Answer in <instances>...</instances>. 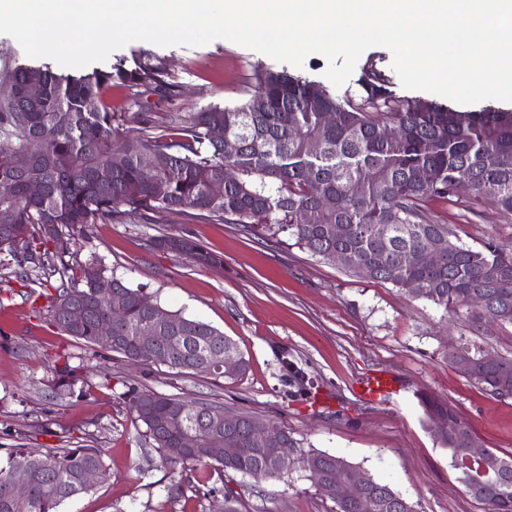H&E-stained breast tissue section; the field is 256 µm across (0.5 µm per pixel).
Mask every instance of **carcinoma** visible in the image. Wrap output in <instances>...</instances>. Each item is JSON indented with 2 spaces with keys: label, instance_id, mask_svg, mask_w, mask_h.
I'll return each mask as SVG.
<instances>
[{
  "label": "carcinoma",
  "instance_id": "obj_1",
  "mask_svg": "<svg viewBox=\"0 0 512 512\" xmlns=\"http://www.w3.org/2000/svg\"><path fill=\"white\" fill-rule=\"evenodd\" d=\"M44 88L37 102L26 87ZM148 88L162 98L178 95L161 64L143 59L132 69H94L79 76L58 74L48 67H19L0 79V252L14 256L20 277L29 273L59 275L50 301V322L60 333L98 348L97 327L110 317L123 337L108 351L144 366L166 364L186 374L220 376L210 360L219 348L234 347L215 327L168 312L172 322L153 347L138 344L145 325L156 323L140 288H131L107 269L101 258L75 260V232L86 224H122L136 217L146 224L163 212H193L214 224H239L248 233L285 234L311 255L326 258L330 251L346 254L344 268L364 265L366 277L406 291L444 311H464L471 330L497 321L512 325V249L489 237L473 248L460 242L453 228L439 223L424 203L473 196L512 218V109L486 106L460 111L417 97H397L375 72L362 83L358 97L339 100L322 85L285 71L266 72L256 80L245 101L213 105L198 112H179L157 124L143 120L134 137L124 135L126 113L112 110L103 99L106 88ZM95 111H84L87 101ZM335 115L332 123L323 114ZM398 136L388 139L386 127ZM215 127L238 140L229 156L224 142L211 137ZM319 146V152L312 150ZM32 150L34 164L27 174L15 170L13 156ZM161 161L152 180L142 178L143 166ZM224 197L210 194L224 180ZM34 178L43 193L33 198L27 182ZM342 227V237L336 228ZM438 249L443 261L427 265L425 250ZM96 270L89 281L88 270ZM110 289L107 297L102 289ZM84 310L82 322L67 318L70 307ZM477 359L467 374L490 393L512 398V359L493 356L474 345L465 346ZM91 366L69 363L59 369L57 394L72 396ZM129 400L139 399L146 411L136 414L162 462L175 474L189 465H211L219 475L234 472L251 477L280 478L288 463H315L327 474L315 483L318 494L334 504V512H414L413 506L388 484L345 458L303 450L280 430L279 452L256 445L252 434L266 427L255 415L224 406L185 400L148 388H133ZM428 420L443 416L470 428L452 409L424 399ZM192 431L199 447L180 448L178 434ZM448 450L465 493L483 512H512V475L492 497L468 489L470 475L458 464L463 455L448 439ZM238 448L232 458H214L207 449ZM28 471L24 500L10 497L14 471ZM96 481L85 482V474ZM366 476L373 498L363 507L336 499V477ZM112 479L104 450L93 445L48 448L33 456L25 448H7L0 457V512H60V506L96 485ZM191 485L190 477L171 480L168 496L178 498ZM193 486V485H191ZM193 489L205 496L215 492L209 480H196Z\"/></svg>",
  "mask_w": 512,
  "mask_h": 512
}]
</instances>
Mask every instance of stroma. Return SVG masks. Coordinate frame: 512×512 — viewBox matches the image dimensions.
I'll return each mask as SVG.
<instances>
[{"label": "stroma", "mask_w": 512, "mask_h": 512, "mask_svg": "<svg viewBox=\"0 0 512 512\" xmlns=\"http://www.w3.org/2000/svg\"><path fill=\"white\" fill-rule=\"evenodd\" d=\"M139 58L165 66L179 94L170 102L141 90L136 105L124 89L109 90L127 106L123 129L135 135L141 115L163 118L232 105L248 97L259 73L282 63L218 39L198 47H160L134 41L110 54L101 69ZM387 48L366 50L353 74L332 93L358 95L367 73L381 75L392 93L406 90ZM427 210L476 247L493 236L512 248V219L484 201L431 200ZM187 238L222 257L202 267L189 257L154 248L158 236ZM78 260L95 254L118 277L170 311L206 322L237 347L248 369L239 377L191 375L162 364L143 366L58 333L48 321V285L19 279L14 260L0 253V448L95 445L105 450L109 482L65 502L61 512H220L223 493L185 490L168 498L171 473L152 448L125 395L131 388L220 404L287 430L300 448L344 457L389 484L415 512H482L464 492L420 397L448 405L485 446L512 458V400L492 397L469 381L451 354L463 342L512 358V325L473 334L462 314L388 283L344 271L334 262L237 224H213L186 213L155 215L153 223L88 224L75 234ZM87 362L84 397L53 398L56 371ZM375 371L393 376L398 390L371 403L358 383ZM225 482L244 512H331L299 469L278 479L233 474Z\"/></svg>", "instance_id": "stroma-1"}]
</instances>
